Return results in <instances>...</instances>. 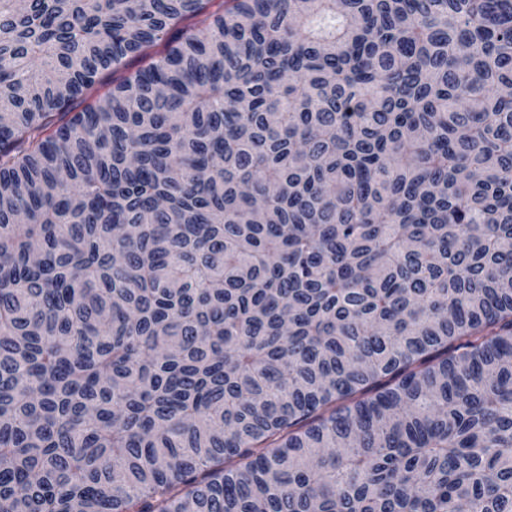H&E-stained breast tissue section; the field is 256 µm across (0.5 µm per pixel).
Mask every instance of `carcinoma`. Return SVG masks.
Masks as SVG:
<instances>
[{"label":"carcinoma","mask_w":512,"mask_h":512,"mask_svg":"<svg viewBox=\"0 0 512 512\" xmlns=\"http://www.w3.org/2000/svg\"><path fill=\"white\" fill-rule=\"evenodd\" d=\"M0 512H512V0H0ZM142 64L143 63L140 61V59H133L128 61L127 65L124 68H121L114 72L110 71L108 73H104L103 75H101L99 83L96 85V91L93 93L92 96L95 97L97 94H103L109 88H112V83L116 84L120 82L130 73L134 72L139 67H141Z\"/></svg>","instance_id":"carcinoma-1"}]
</instances>
